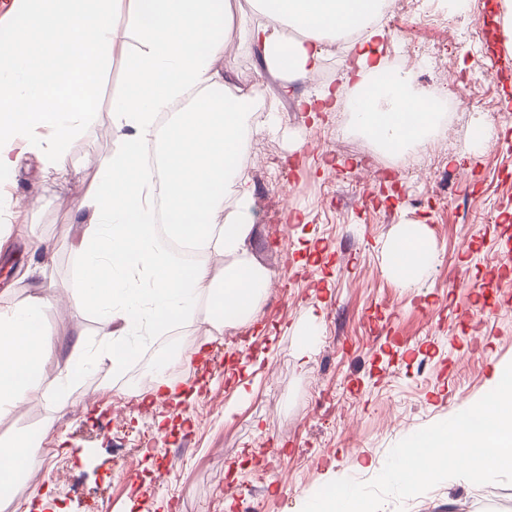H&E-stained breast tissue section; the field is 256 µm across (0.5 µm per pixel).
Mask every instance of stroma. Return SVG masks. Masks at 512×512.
<instances>
[{
	"label": "stroma",
	"mask_w": 512,
	"mask_h": 512,
	"mask_svg": "<svg viewBox=\"0 0 512 512\" xmlns=\"http://www.w3.org/2000/svg\"><path fill=\"white\" fill-rule=\"evenodd\" d=\"M465 17L477 40L457 42L422 15ZM228 47L217 62L230 89L268 80L246 33L254 0H231ZM384 51L445 43L448 67H421L414 88L461 90L472 103L443 144L438 169L456 180L436 197L433 174L403 170L399 157L377 176L359 165L366 137L350 113L311 119L292 100L276 103L274 131L258 130L249 148L272 165L247 169L253 187L249 249L274 283L242 325V341L204 345L181 378L179 401L119 411L118 394L139 390L153 360L139 354L123 370L102 365L71 386L57 411L54 379L77 337L96 344L99 316L69 299L54 301L45 321L57 345L38 392L0 418V440L47 428L59 464L42 463L34 482L14 484L15 512H235L239 496L260 512H299L305 493L330 475L367 482L390 449L409 434L449 419L492 390L512 362V71L482 76L486 56H512V19L503 0H407L384 23ZM126 55L114 49L95 114L68 145L71 174L43 176L34 138L6 147L13 162L0 183V308L21 305L48 267L71 283L80 258L73 221L84 190L119 147L112 100L124 87ZM492 136L481 146L477 124ZM422 224L437 259L412 287L390 273L389 245L407 224ZM287 225L285 235L272 227ZM290 288H280L282 278ZM307 365H300V358ZM135 458L134 473L125 462ZM382 512H512V483L445 480Z\"/></svg>",
	"instance_id": "1"
}]
</instances>
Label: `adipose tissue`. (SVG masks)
Segmentation results:
<instances>
[{"label": "adipose tissue", "instance_id": "ef3b65f1", "mask_svg": "<svg viewBox=\"0 0 512 512\" xmlns=\"http://www.w3.org/2000/svg\"><path fill=\"white\" fill-rule=\"evenodd\" d=\"M8 42L0 43V147L38 128L50 136L44 173H70L68 145L93 116L117 33L128 39L127 76L112 103L120 144L99 179L75 209L84 230L80 274L58 286L40 270L37 291L23 305L0 310V417L38 391L55 351L44 311L57 293L108 325L94 350L76 343L56 379L62 400L92 366L122 369L137 342L158 337L193 314L201 295L222 323L250 321L271 285L268 271L248 250L252 192L238 167L246 146L243 126L256 112L251 96L229 92L216 61L224 53L230 0H129L120 25L116 0H17ZM384 0H257L259 17L248 39L262 66L278 80L277 97H294L298 110L328 112L336 95L321 89L297 93L296 84L318 73L327 48L349 41L358 68L357 93L348 103L354 124L398 152L425 139L438 113L417 107L409 72L387 75L383 57L363 31L382 14ZM196 91L188 111L165 127L156 119ZM163 160L170 238L228 256L223 278L203 263L187 264L162 247L153 220V171L143 156ZM236 207L225 211L226 197ZM394 275L419 281L435 250L426 232L413 229L393 240ZM37 439L22 433L0 446V497L17 469L34 470L29 450Z\"/></svg>", "mask_w": 512, "mask_h": 512}]
</instances>
